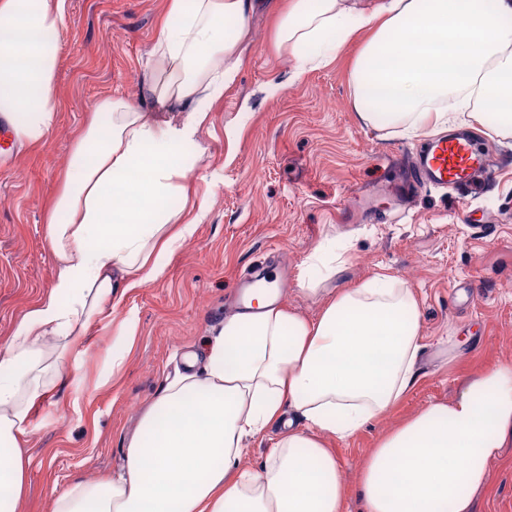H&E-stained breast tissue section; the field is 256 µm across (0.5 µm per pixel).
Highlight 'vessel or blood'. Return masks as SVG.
<instances>
[{"instance_id":"b4317fda","label":"vessel or blood","mask_w":512,"mask_h":512,"mask_svg":"<svg viewBox=\"0 0 512 512\" xmlns=\"http://www.w3.org/2000/svg\"><path fill=\"white\" fill-rule=\"evenodd\" d=\"M488 167L487 155L478 150L469 135H439L431 139L413 165L404 171L398 193L401 199L407 200L425 186L462 187Z\"/></svg>"}]
</instances>
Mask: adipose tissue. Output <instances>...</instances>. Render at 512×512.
I'll return each mask as SVG.
<instances>
[{"mask_svg": "<svg viewBox=\"0 0 512 512\" xmlns=\"http://www.w3.org/2000/svg\"><path fill=\"white\" fill-rule=\"evenodd\" d=\"M69 0H0V116L19 146L57 122L60 31ZM257 0H167L145 84V114L103 98L72 147L47 208L54 285L0 351V512H22L33 408L122 291L159 280L201 219L191 152L242 64ZM278 50L294 77L361 42L358 117L430 134L456 121L512 136V0H284ZM204 355L144 409L113 475L76 481L53 512H346L328 438L392 409L419 379L421 313L410 288L377 276L342 289L313 319L253 295ZM276 427L258 469L247 439ZM512 446V364L467 376L455 396L382 435L357 475L364 512H475L489 465Z\"/></svg>", "mask_w": 512, "mask_h": 512, "instance_id": "1", "label": "adipose tissue"}]
</instances>
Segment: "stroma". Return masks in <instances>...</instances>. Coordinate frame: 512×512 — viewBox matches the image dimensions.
I'll use <instances>...</instances> for the list:
<instances>
[{
  "mask_svg": "<svg viewBox=\"0 0 512 512\" xmlns=\"http://www.w3.org/2000/svg\"><path fill=\"white\" fill-rule=\"evenodd\" d=\"M275 0L255 13L243 65L210 108L192 173L208 210L193 237L165 260L162 279L125 295L110 326L91 334L78 367L68 369L33 410L24 512H51L74 481L117 470L143 410L183 367V357L236 313L240 278L288 268L279 302L316 317L325 290L374 276L414 289L425 360L416 388L372 427L335 441L347 483L346 512H361L356 474L379 436L405 417L448 401L465 375L512 362V147L471 125L496 160L481 193L459 198L427 187L411 201L364 185L395 181L388 158L411 159L426 135L363 125L354 109L357 45L329 65L289 81L292 63L275 47ZM165 0H69L60 33L58 119L36 148L19 150L0 118V349L21 317L54 284L43 217L58 192L73 141L95 104L122 96L150 111L144 81ZM282 82L277 93L270 82ZM347 246L350 264L327 276L310 257ZM322 289L311 292V281ZM477 282L479 291L469 288ZM134 316L136 335L113 385L99 384L119 339L114 324ZM477 512H512V447L490 466Z\"/></svg>",
  "mask_w": 512,
  "mask_h": 512,
  "instance_id": "35a3bbf8",
  "label": "stroma"
}]
</instances>
